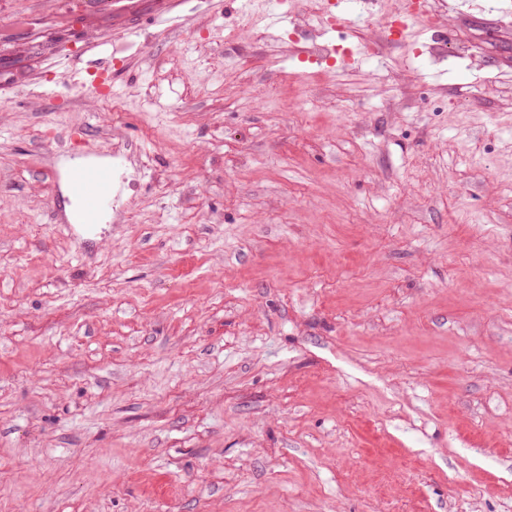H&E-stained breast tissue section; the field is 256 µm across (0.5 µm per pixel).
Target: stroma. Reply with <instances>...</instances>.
<instances>
[{
    "mask_svg": "<svg viewBox=\"0 0 512 512\" xmlns=\"http://www.w3.org/2000/svg\"><path fill=\"white\" fill-rule=\"evenodd\" d=\"M155 6L0 0V512H512V37L317 82L272 0ZM112 177V161L84 163L69 181V191L80 200L81 206L65 221L85 229L93 228L97 216L112 208Z\"/></svg>",
    "mask_w": 512,
    "mask_h": 512,
    "instance_id": "1",
    "label": "stroma"
}]
</instances>
